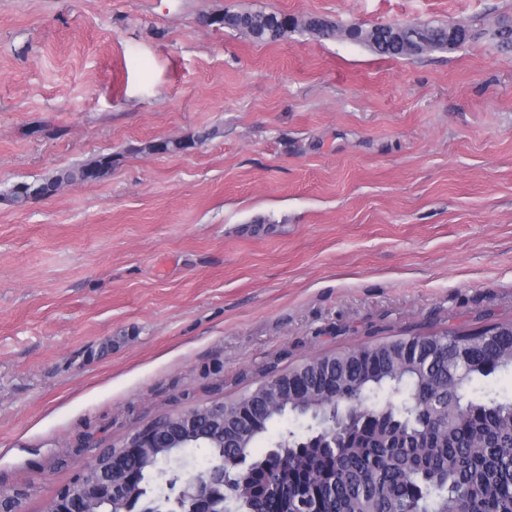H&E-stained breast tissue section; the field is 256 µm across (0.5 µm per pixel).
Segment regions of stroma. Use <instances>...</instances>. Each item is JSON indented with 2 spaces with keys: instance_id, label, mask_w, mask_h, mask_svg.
I'll return each mask as SVG.
<instances>
[{
  "instance_id": "stroma-1",
  "label": "stroma",
  "mask_w": 512,
  "mask_h": 512,
  "mask_svg": "<svg viewBox=\"0 0 512 512\" xmlns=\"http://www.w3.org/2000/svg\"><path fill=\"white\" fill-rule=\"evenodd\" d=\"M460 22L414 60L261 44L224 11ZM512 0H0V488L44 512L100 448L271 365L512 320ZM208 133L182 153L150 142ZM114 163V156L110 154L100 155L85 163L64 168L45 182L39 184H28L32 189L44 190L51 194L56 192L63 184L73 185L101 179L112 172Z\"/></svg>"
}]
</instances>
